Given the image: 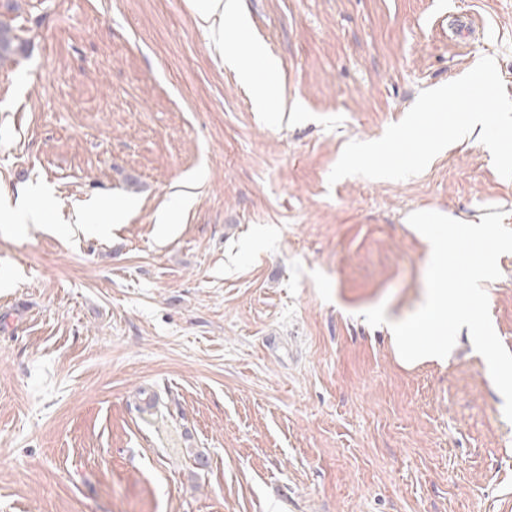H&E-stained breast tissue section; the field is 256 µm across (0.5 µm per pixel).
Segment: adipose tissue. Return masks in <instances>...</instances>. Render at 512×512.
Wrapping results in <instances>:
<instances>
[{
	"instance_id": "adipose-tissue-1",
	"label": "adipose tissue",
	"mask_w": 512,
	"mask_h": 512,
	"mask_svg": "<svg viewBox=\"0 0 512 512\" xmlns=\"http://www.w3.org/2000/svg\"><path fill=\"white\" fill-rule=\"evenodd\" d=\"M238 0H196L195 9L216 46L226 47L225 64L250 89L256 108L276 111L283 98L277 68L264 61L261 49L248 35L246 18L237 11Z\"/></svg>"
}]
</instances>
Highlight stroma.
<instances>
[{"label": "stroma", "instance_id": "1", "mask_svg": "<svg viewBox=\"0 0 512 512\" xmlns=\"http://www.w3.org/2000/svg\"><path fill=\"white\" fill-rule=\"evenodd\" d=\"M279 66L256 111L191 0H0V512H512V421L468 331L409 366L408 222L512 227L477 135L401 181L329 183L352 140L485 56L512 97V0H240ZM467 13L483 38L452 37ZM125 207L110 220L103 203ZM485 283L512 352V253ZM30 197L31 195L27 197L19 196L14 201L9 196H6L4 199L1 195V212L17 217L20 220L30 224L50 223L48 212L44 208L36 205L34 201L31 202Z\"/></svg>", "mask_w": 512, "mask_h": 512}]
</instances>
